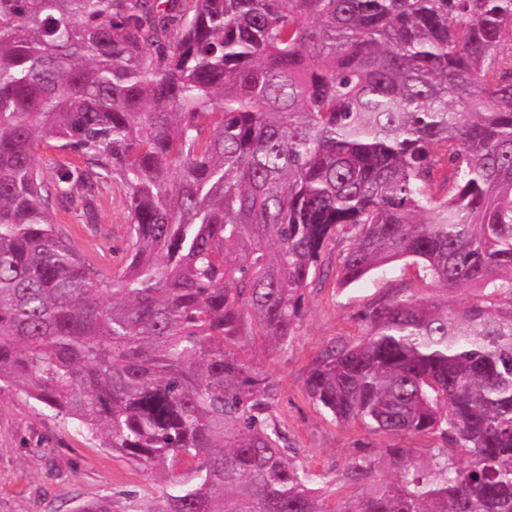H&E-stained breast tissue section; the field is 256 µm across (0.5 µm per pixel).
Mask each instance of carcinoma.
<instances>
[{
	"instance_id": "carcinoma-1",
	"label": "carcinoma",
	"mask_w": 512,
	"mask_h": 512,
	"mask_svg": "<svg viewBox=\"0 0 512 512\" xmlns=\"http://www.w3.org/2000/svg\"><path fill=\"white\" fill-rule=\"evenodd\" d=\"M108 180L103 272L53 214ZM343 243L340 288L475 293L403 279L318 357L332 420L435 441L359 450L338 501L245 350L288 355ZM2 386L165 471L73 512H512V0H0Z\"/></svg>"
}]
</instances>
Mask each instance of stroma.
Masks as SVG:
<instances>
[{
  "label": "stroma",
  "instance_id": "1",
  "mask_svg": "<svg viewBox=\"0 0 512 512\" xmlns=\"http://www.w3.org/2000/svg\"><path fill=\"white\" fill-rule=\"evenodd\" d=\"M124 188L102 185L98 222L87 229L75 215L59 211L54 218L82 255L108 261L126 242L129 214ZM420 281L418 265L400 262L373 271L349 287L334 283L309 289L305 312L287 357L274 358L251 349L261 370L278 385L274 410L302 460L341 479L347 460L358 449L379 453L390 440L358 424H340L319 411L305 394V382L315 359L328 345L357 337L359 314L371 298L393 288L400 278ZM160 484L150 471L99 448L75 431L69 419L52 412L36 414L31 401L18 391L0 390V512H74L82 502L102 494L119 501L128 495L147 499Z\"/></svg>",
  "mask_w": 512,
  "mask_h": 512
}]
</instances>
